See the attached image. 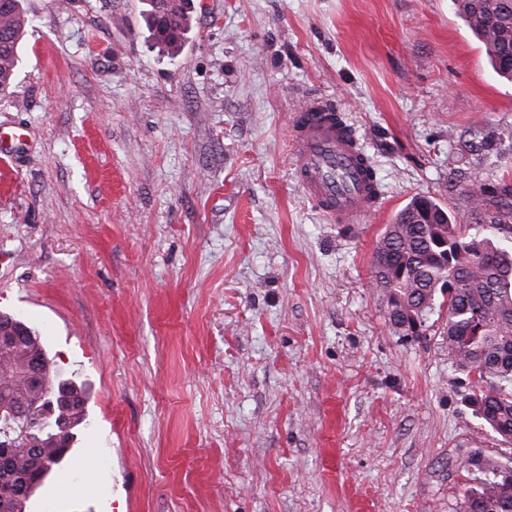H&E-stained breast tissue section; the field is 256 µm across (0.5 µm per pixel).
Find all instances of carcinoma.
Wrapping results in <instances>:
<instances>
[{"label": "carcinoma", "instance_id": "cac0c4a2", "mask_svg": "<svg viewBox=\"0 0 512 512\" xmlns=\"http://www.w3.org/2000/svg\"><path fill=\"white\" fill-rule=\"evenodd\" d=\"M146 24L155 45L175 56L191 29L192 0H147ZM456 11L481 42L494 72L512 82V0H453ZM30 24L21 0H0V98L12 93L20 62L18 45ZM512 187L483 184L462 192V205L478 216L472 234L451 222L447 210L417 197L387 225L375 260V283L388 298L390 322L409 335L411 315L425 326L437 299L448 305V360L468 378L466 399L476 417L504 447H512V251L495 243L496 232L512 231ZM0 405L36 411L50 398L62 401L68 428L54 438L39 431L9 448L0 447V512H26L35 489L63 461L75 430L86 419L85 393L62 379L29 326L0 350ZM59 380L44 389L34 369ZM479 487L468 512H512V467L493 455L464 460Z\"/></svg>", "mask_w": 512, "mask_h": 512}]
</instances>
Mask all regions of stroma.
<instances>
[{
  "label": "stroma",
  "instance_id": "stroma-1",
  "mask_svg": "<svg viewBox=\"0 0 512 512\" xmlns=\"http://www.w3.org/2000/svg\"><path fill=\"white\" fill-rule=\"evenodd\" d=\"M23 6L0 312L87 397L26 512H466L461 458L501 447L447 311L405 335L373 286L413 198L469 225L462 187L512 184V83L452 0H194L174 58L144 0ZM312 94L373 162L363 223H329L297 180L288 117Z\"/></svg>",
  "mask_w": 512,
  "mask_h": 512
}]
</instances>
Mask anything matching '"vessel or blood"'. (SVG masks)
<instances>
[{"instance_id":"vessel-or-blood-1","label":"vessel or blood","mask_w":512,"mask_h":512,"mask_svg":"<svg viewBox=\"0 0 512 512\" xmlns=\"http://www.w3.org/2000/svg\"><path fill=\"white\" fill-rule=\"evenodd\" d=\"M289 133L298 182L332 223H361L379 206L365 181L358 139L337 123L330 101L310 98L291 117Z\"/></svg>"}]
</instances>
